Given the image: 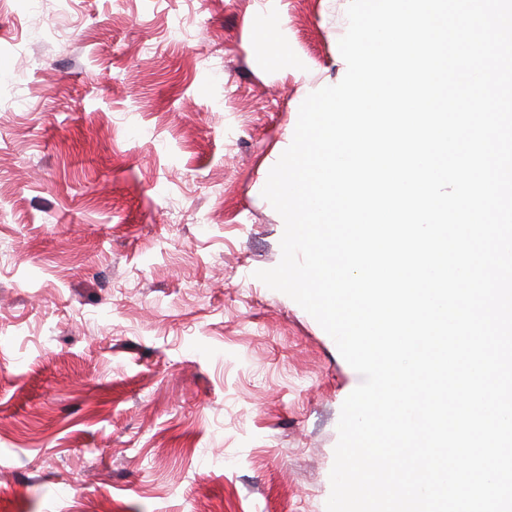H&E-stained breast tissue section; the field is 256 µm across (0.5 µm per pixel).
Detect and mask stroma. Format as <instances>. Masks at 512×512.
<instances>
[{
	"label": "stroma",
	"mask_w": 512,
	"mask_h": 512,
	"mask_svg": "<svg viewBox=\"0 0 512 512\" xmlns=\"http://www.w3.org/2000/svg\"><path fill=\"white\" fill-rule=\"evenodd\" d=\"M348 4L0 5V512H326L361 377L254 273Z\"/></svg>",
	"instance_id": "obj_1"
}]
</instances>
